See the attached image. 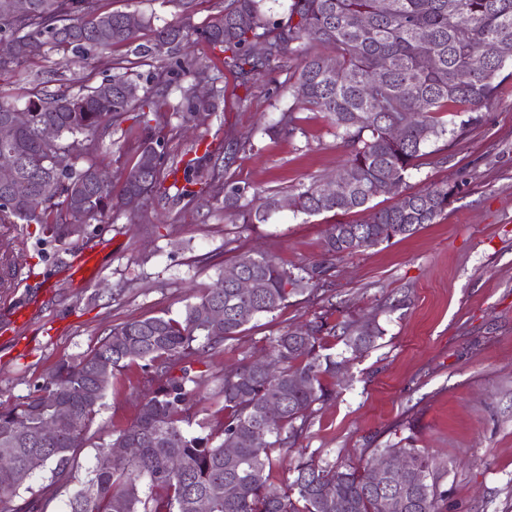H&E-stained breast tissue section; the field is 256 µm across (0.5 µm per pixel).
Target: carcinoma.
Masks as SVG:
<instances>
[{
    "mask_svg": "<svg viewBox=\"0 0 512 512\" xmlns=\"http://www.w3.org/2000/svg\"><path fill=\"white\" fill-rule=\"evenodd\" d=\"M264 2L224 0V12L206 26L168 24L155 30L147 45L140 42V31L149 21L129 28L126 13L102 12L97 0H32V15L25 19L14 16L9 0H0V40L15 44V54L0 59V74L17 72L49 51L80 59L116 45L142 57L166 56L176 65L174 70L162 66L150 87L116 74L72 95L29 102L30 121L13 138L1 139L0 150L16 155L18 175L29 182L32 198L15 200L0 187V224H18L25 232L34 224L39 242L60 243L69 236L71 220L106 215L112 210V186L101 188L93 181L103 138L121 129L128 113L145 110L153 113L158 133L138 146L135 163L123 173L121 196L139 193L147 201L175 207L209 189L224 195V209L241 223L267 222L274 199L228 176L237 154L255 150L250 139L225 133L229 156L221 164L209 144L190 159L170 160L164 151L161 131L170 117L155 107L168 104L171 87L179 88L180 101L169 111L183 119L201 109H218L216 102L196 97L193 87L173 78L177 70L197 84L211 80L206 66L178 55L194 34L224 48L227 64L244 85L288 72L292 103L267 128L269 133L293 137L301 130L300 112L328 114L346 149L336 177L349 190L328 199L310 183L291 196L294 209L305 215L365 214L359 222L327 225L318 262L290 268L263 253L237 255L220 274L237 268L259 278L265 283L261 293L242 295L226 282L206 289L178 315L115 324L92 352L57 363L37 393L0 406V460L8 465L0 469V512H48L51 499L38 493L14 504L25 482L44 469L51 484L69 491V512H196L201 499L210 512H382L387 493L396 497L395 512H445L447 465L412 444L372 449L361 471L301 456L281 489L268 484L280 463L274 451L297 447L314 406L334 395L326 378L335 377L343 361L328 352L327 339L337 337L346 350L363 353L381 336L375 320L332 324L316 315L270 338L272 361L278 365L274 374L264 373L259 362L243 361L219 376L218 391L210 396L202 394L207 379L200 366L225 340L287 307L291 298L319 300L332 261L434 223L454 188L404 194L401 186L428 156V144L470 124L462 120L450 129L442 115L480 112L495 99L497 79L512 62V0H291L287 16L279 19ZM463 23L469 30L465 40L457 36ZM259 41L266 44L262 56L254 51ZM43 123L58 127L56 144L41 139ZM396 126L404 128L403 136H393ZM64 157L70 164L62 168ZM383 194L395 195V202L371 206ZM218 306L224 321L215 326L210 312ZM103 363L112 375L141 372L147 387L137 418L114 431L110 442L96 446L97 463L81 476L73 461L92 439L107 391L95 380ZM193 399L210 403L205 417L189 412ZM59 400L71 403L77 424L57 416ZM270 403L278 404L280 413L268 424L264 409ZM48 422L58 427L51 442L40 436ZM264 424L267 437L257 441L255 429ZM229 441L237 445L232 457L224 453ZM125 445L138 448V454L114 459L109 467L98 463L109 449ZM395 455L408 460L407 470L373 487L370 472ZM326 486L334 490L330 499L322 494Z\"/></svg>",
    "mask_w": 512,
    "mask_h": 512,
    "instance_id": "carcinoma-1",
    "label": "carcinoma"
}]
</instances>
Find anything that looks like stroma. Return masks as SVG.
Listing matches in <instances>:
<instances>
[{
	"instance_id": "1",
	"label": "stroma",
	"mask_w": 512,
	"mask_h": 512,
	"mask_svg": "<svg viewBox=\"0 0 512 512\" xmlns=\"http://www.w3.org/2000/svg\"><path fill=\"white\" fill-rule=\"evenodd\" d=\"M104 11L153 15L142 42L166 24L203 27L221 15L224 0H99ZM192 54L211 69L218 114L200 112L189 124L171 119L167 150L193 157L196 140L215 145L225 130L252 138L257 150L231 168L236 181L263 196L286 199L304 184L334 178L345 156L325 113L302 112L296 137H272L264 123L287 108V88L267 80L241 84L220 48L196 40ZM159 61L126 47L66 64L56 52L29 61L24 79L5 77L0 89L18 105L44 94H72L81 81L97 84L127 73L143 85ZM493 106L479 112L465 134L411 170L403 192L455 189L435 223L335 260L332 289L245 326L210 360L209 373L263 358L268 339L337 307L347 320L376 314L382 335L374 348L347 356L336 397L311 416L301 441L307 455L345 468L363 467L371 449L412 443L446 462L448 512H512V64ZM136 159L120 133L103 140L99 162L120 189V174ZM112 213L89 221L84 236L37 249L35 236L0 227V255L27 251L29 266L0 286V402L35 393L52 366L97 348L113 325L161 313L178 314L215 285L234 251L259 250L290 266L322 257V237L333 214L307 216L282 208L264 224L244 225L221 203L205 198L160 213L114 199ZM100 254L97 276L74 280L68 270L81 248ZM144 388L141 372L116 373L92 427L93 443L77 451L74 469L95 463L97 444L135 420Z\"/></svg>"
}]
</instances>
